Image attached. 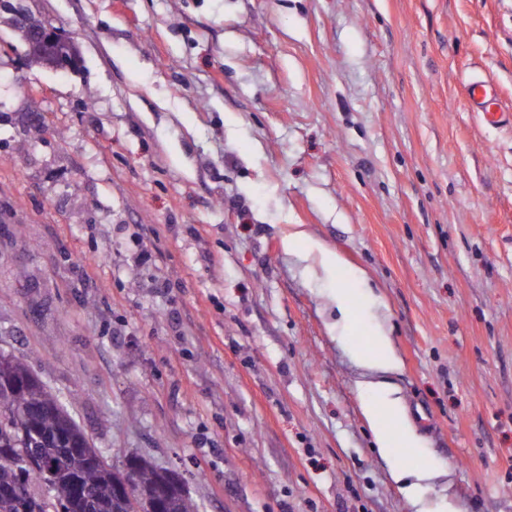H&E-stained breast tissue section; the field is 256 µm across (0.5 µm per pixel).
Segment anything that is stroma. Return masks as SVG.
<instances>
[{"instance_id": "obj_1", "label": "stroma", "mask_w": 512, "mask_h": 512, "mask_svg": "<svg viewBox=\"0 0 512 512\" xmlns=\"http://www.w3.org/2000/svg\"><path fill=\"white\" fill-rule=\"evenodd\" d=\"M23 4L82 61L0 18V350L109 464L204 512H512V127L464 91L512 102V0ZM381 334L421 438L394 454L449 473L419 506L356 389ZM466 91L472 111L482 112L488 123L512 125V103L509 105L499 99L493 83L489 81L473 82L467 86ZM157 471L159 475L161 476L162 481L173 487V489L176 491L177 494L186 496L187 492L182 487L181 483L184 485V481L180 478L181 483L177 479L175 473L171 469H166L162 467H157ZM182 496H174V494L169 495L164 500L159 501V507L157 510H153L155 512H200V506L198 504V501L193 497L190 496L188 493V497L184 498ZM171 509V510H169Z\"/></svg>"}]
</instances>
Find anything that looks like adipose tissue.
Segmentation results:
<instances>
[{"label":"adipose tissue","instance_id":"adipose-tissue-1","mask_svg":"<svg viewBox=\"0 0 512 512\" xmlns=\"http://www.w3.org/2000/svg\"><path fill=\"white\" fill-rule=\"evenodd\" d=\"M363 401V413L367 418L375 436L381 454L386 458L395 459L393 450L396 444L413 446L418 436L411 425L393 430L385 426V419H399L404 411L399 399L394 398L393 388L385 383H363L359 386ZM394 479L399 482L404 493L415 494L422 482L430 480L433 468L429 465H410L407 459H395Z\"/></svg>","mask_w":512,"mask_h":512}]
</instances>
